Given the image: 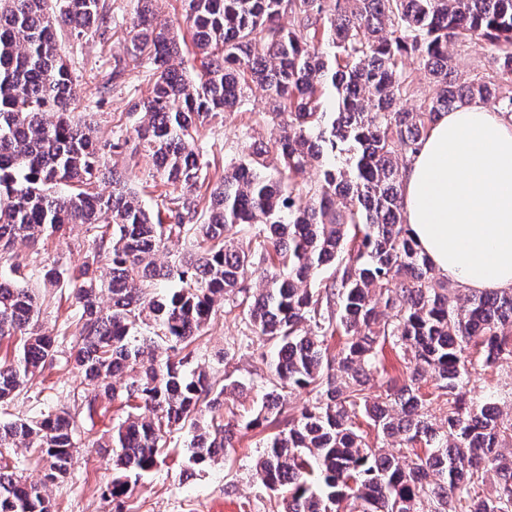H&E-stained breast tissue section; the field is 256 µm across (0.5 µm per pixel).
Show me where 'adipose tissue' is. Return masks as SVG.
<instances>
[{
  "label": "adipose tissue",
  "instance_id": "adipose-tissue-1",
  "mask_svg": "<svg viewBox=\"0 0 512 512\" xmlns=\"http://www.w3.org/2000/svg\"><path fill=\"white\" fill-rule=\"evenodd\" d=\"M406 221L434 268L473 294L512 290V115L441 113L403 178Z\"/></svg>",
  "mask_w": 512,
  "mask_h": 512
}]
</instances>
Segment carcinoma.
<instances>
[{
	"label": "carcinoma",
	"instance_id": "carcinoma-1",
	"mask_svg": "<svg viewBox=\"0 0 512 512\" xmlns=\"http://www.w3.org/2000/svg\"><path fill=\"white\" fill-rule=\"evenodd\" d=\"M153 2L138 0L129 57L112 78L145 64L152 72V95L134 105L133 152L171 187L155 213L115 170L112 192L98 191L94 129L67 117L73 79L58 34L107 40L102 0H0V340L18 339L0 356V403L58 353L12 248L75 225L88 233L85 255L64 273L45 269L43 282L64 278L72 288L80 316L69 358L91 386L71 409L0 423V449L32 448L45 466L40 482L0 466V512H56L47 483L69 474L81 421L101 396L125 412L94 443L112 453L113 512H124L129 476L157 466L172 427L194 429L186 451L197 467L234 447L236 425L220 414L227 386L211 383L188 346L217 301L236 297L255 337L275 347L265 360L274 389L245 427L276 425L285 388L312 394L255 463L278 512H335L343 501L349 512H512V456L501 453L512 447V392L463 400L474 375L512 368V291L470 295L436 278L408 233L402 198L404 158L439 113L473 98L512 113V0H335L330 13L323 0H185L201 58L195 80L173 64L183 41ZM481 44L489 68L461 79L448 47ZM408 56L436 93L404 109L415 83ZM253 83L266 92L271 136L224 172L203 208L194 135L245 104ZM315 161L322 176L312 182ZM233 227L255 237L254 250L226 235ZM174 238L189 242L188 255L158 263ZM257 270L264 286L251 295L244 282ZM325 270L328 280L311 287ZM386 341L406 374L372 398L365 377ZM428 379L444 406L438 420L420 393ZM360 417L381 441L419 444L423 454L400 463L367 440ZM490 478L494 495L480 494Z\"/></svg>",
	"mask_w": 512,
	"mask_h": 512
}]
</instances>
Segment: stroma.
Returning <instances> with one entry per match:
<instances>
[{
	"label": "stroma",
	"mask_w": 512,
	"mask_h": 512,
	"mask_svg": "<svg viewBox=\"0 0 512 512\" xmlns=\"http://www.w3.org/2000/svg\"><path fill=\"white\" fill-rule=\"evenodd\" d=\"M105 4L111 16L109 40L102 43L93 36L77 38L64 32L59 36L60 51L73 76L74 95L82 116L95 129L103 146L105 165L123 172L152 209L164 187L150 177L151 161L128 150L116 153L111 149L116 139L134 138L132 105L147 98L152 89V76L145 67L128 70L115 81L110 78L115 62L128 56V31L137 0H105ZM107 80L112 83L111 90L100 94L99 88ZM263 107V93L256 88L245 105L200 127L196 144L207 165L202 196H209L214 182L231 162L241 157L247 142L268 139L270 127L260 115ZM87 247L85 229L77 226L63 239L47 237L34 245L16 243L13 257L20 261L34 257L42 264L63 269L75 264ZM39 294L43 331L57 337L73 333L79 310L69 289L43 288ZM216 309V316L190 349L195 362L206 366L216 383H246L243 394L226 399L235 419L245 421L258 410L263 394L270 388L269 372L260 360L266 348L256 342L245 343L250 330L241 307L222 300ZM85 393L80 377L61 352L52 369L35 377L12 402L0 406V420L36 417L45 411L70 407ZM121 416V410L112 404L98 410L94 419L84 420L79 437L81 450L68 477L47 486L57 512H110L102 491L112 480V465L93 443L106 440ZM266 434L261 427L240 429L228 457H216L198 468L187 461L186 432H174L164 460L132 482L129 512H272L266 493L253 478Z\"/></svg>",
	"instance_id": "stroma-1"
}]
</instances>
